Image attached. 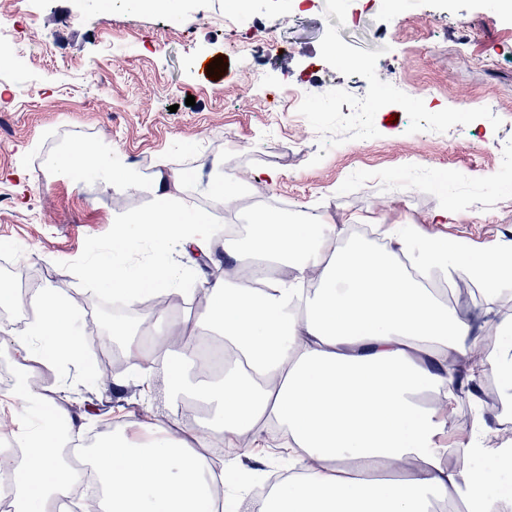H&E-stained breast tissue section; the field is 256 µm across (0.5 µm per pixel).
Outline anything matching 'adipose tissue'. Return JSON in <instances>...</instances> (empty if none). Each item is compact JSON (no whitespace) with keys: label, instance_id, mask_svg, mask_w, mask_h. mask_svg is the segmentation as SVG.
Instances as JSON below:
<instances>
[{"label":"adipose tissue","instance_id":"ef3b65f1","mask_svg":"<svg viewBox=\"0 0 512 512\" xmlns=\"http://www.w3.org/2000/svg\"><path fill=\"white\" fill-rule=\"evenodd\" d=\"M77 170L97 175L105 188L154 202L148 212L119 217L111 251L89 265V276L131 306L146 295L174 294L182 268L166 249L205 252L214 237L186 177L114 170L75 151L55 165L61 177ZM279 176L274 168L225 172L211 191L229 205L241 187H265ZM470 216L461 206L440 210L430 232L411 222L380 224L378 246L346 240L354 216L289 224L266 212L245 234H225L224 257L213 262L224 273L205 287L199 328L223 340L232 359L222 375L195 387L193 399L211 410L206 428L228 440L274 425L287 430L296 471L271 489L261 512H427L430 500L460 497L470 512H502L507 492L500 474L478 461L494 454L511 467L512 448H489L477 425L463 443L469 467L446 465L436 437L447 421L422 400L433 392L454 405L456 386L487 371L482 363L460 368V360L489 334L501 342L512 337V317L496 307L500 291L512 288V242L491 240L476 249L437 230ZM143 240L160 250L151 262L130 266L127 255ZM464 280L481 288L480 314L470 320L450 311L437 289ZM33 305L23 340L5 332L0 345L20 360L49 365L79 356L83 338L62 287L45 286ZM157 322L147 338L134 321L116 320L112 335L126 355L164 373L178 394L186 388L184 363L194 354L172 351L169 317L158 313ZM11 403L26 411L19 436L0 440V470L13 475L11 512H48L85 477L62 453L82 425L26 377L0 392V405ZM202 431L175 416L167 428H150L144 444L121 433L96 444L88 465L103 487L97 512H217L220 499L247 496L245 474L236 462L206 452ZM309 457L319 468L305 467Z\"/></svg>","mask_w":512,"mask_h":512}]
</instances>
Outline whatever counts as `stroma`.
Masks as SVG:
<instances>
[{"mask_svg":"<svg viewBox=\"0 0 512 512\" xmlns=\"http://www.w3.org/2000/svg\"><path fill=\"white\" fill-rule=\"evenodd\" d=\"M23 38L26 65L0 83V274L18 288L60 283L80 315L111 317L96 281L93 258L112 246L113 217L145 208L135 194L105 190L88 177L73 184L39 174L37 158L54 138L91 137L120 156L166 159L183 155L198 205H211L208 164L223 161L240 174L269 167L280 177L263 192L243 190L222 221L246 218L259 197L288 204L293 224L330 213L371 217L381 224L423 223L434 211L477 198L465 224L448 235L473 245L512 241V193L490 184L496 154L512 150V22L499 0H404L399 12L381 0H315L299 12L293 0H169L166 8L126 0H0ZM463 48L452 39L458 29ZM497 56L493 75L469 64ZM222 58V71L199 84L196 65ZM369 58L373 70L349 67ZM390 82L377 111L338 120L331 91L369 92L376 78ZM299 90L318 116L288 120L282 90ZM194 105H186L187 96ZM444 113L463 136H432L419 107ZM95 362L85 347L79 365L50 391L80 416L83 437L100 441L112 419L130 441L143 411L164 420L180 401L162 374L132 369L113 384L86 375Z\"/></svg>","mask_w":512,"mask_h":512,"instance_id":"stroma-1","label":"stroma"}]
</instances>
